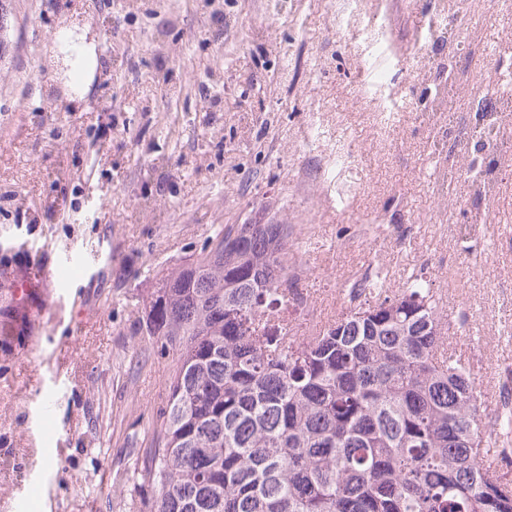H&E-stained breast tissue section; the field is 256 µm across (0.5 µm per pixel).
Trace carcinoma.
<instances>
[{
    "label": "carcinoma",
    "mask_w": 512,
    "mask_h": 512,
    "mask_svg": "<svg viewBox=\"0 0 512 512\" xmlns=\"http://www.w3.org/2000/svg\"><path fill=\"white\" fill-rule=\"evenodd\" d=\"M467 66L437 70L461 86ZM512 82L483 93L487 108ZM465 140L485 146L506 129ZM288 224H227L198 257L161 279L136 330L175 355L166 403L138 485L142 512H512V398L486 392L457 353V333L425 269L390 290L370 276L354 306L309 335L288 328L307 307L289 259ZM0 268V351L29 335L19 281Z\"/></svg>",
    "instance_id": "cac0c4a2"
}]
</instances>
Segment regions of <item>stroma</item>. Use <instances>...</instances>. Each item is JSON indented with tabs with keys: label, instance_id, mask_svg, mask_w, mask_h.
Here are the masks:
<instances>
[{
	"label": "stroma",
	"instance_id": "1",
	"mask_svg": "<svg viewBox=\"0 0 512 512\" xmlns=\"http://www.w3.org/2000/svg\"><path fill=\"white\" fill-rule=\"evenodd\" d=\"M467 21L449 31L448 18ZM102 64L77 107L62 30ZM512 40V0H0V261L54 291L37 346L0 352V512H140L174 358L136 336L157 279L227 224L293 227L313 316L368 268H426L495 413L512 389V175L437 184L422 44Z\"/></svg>",
	"mask_w": 512,
	"mask_h": 512
}]
</instances>
